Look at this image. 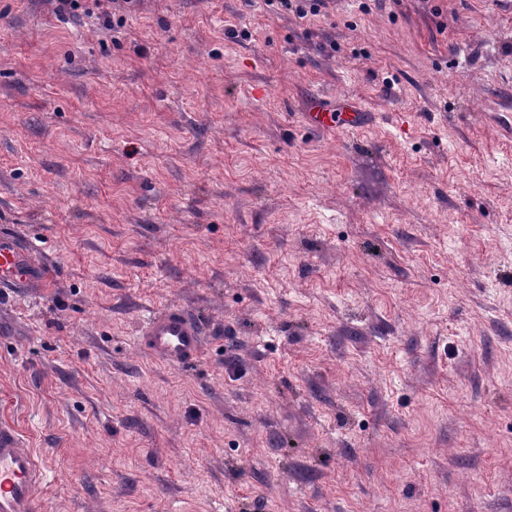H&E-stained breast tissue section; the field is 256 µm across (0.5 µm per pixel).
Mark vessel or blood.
I'll use <instances>...</instances> for the list:
<instances>
[{
  "instance_id": "b4317fda",
  "label": "vessel or blood",
  "mask_w": 512,
  "mask_h": 512,
  "mask_svg": "<svg viewBox=\"0 0 512 512\" xmlns=\"http://www.w3.org/2000/svg\"><path fill=\"white\" fill-rule=\"evenodd\" d=\"M310 121L319 127H339L347 131L363 125L352 107L336 112H313ZM44 269L33 263L26 249L6 235L0 236V287L45 281ZM151 357L168 365L183 367L195 363L203 349V329L199 320L183 307L172 305L150 313L134 340ZM45 480L31 449L17 430L0 423V512H37V491Z\"/></svg>"
}]
</instances>
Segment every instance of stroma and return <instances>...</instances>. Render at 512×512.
Wrapping results in <instances>:
<instances>
[{
	"label": "stroma",
	"mask_w": 512,
	"mask_h": 512,
	"mask_svg": "<svg viewBox=\"0 0 512 512\" xmlns=\"http://www.w3.org/2000/svg\"><path fill=\"white\" fill-rule=\"evenodd\" d=\"M0 0V421L40 512H512V0ZM354 100L353 132L315 129ZM170 304L196 365L137 350ZM53 2L54 9L53 12L60 17L67 16H75L79 13V11L90 13L94 9L98 11L100 14V18L103 19V26L112 30L114 27V16L116 15L113 12V4L117 5V1H122L125 5H123V9L126 10V7L131 5L136 0H50ZM115 10L121 9V6L118 4L114 6ZM328 0H265L268 6L275 7L277 10L285 12H294L300 18L308 16V13L316 16ZM46 278V271L31 261L28 249L21 248L7 235L0 236L1 288L45 282Z\"/></svg>",
	"instance_id": "obj_1"
}]
</instances>
